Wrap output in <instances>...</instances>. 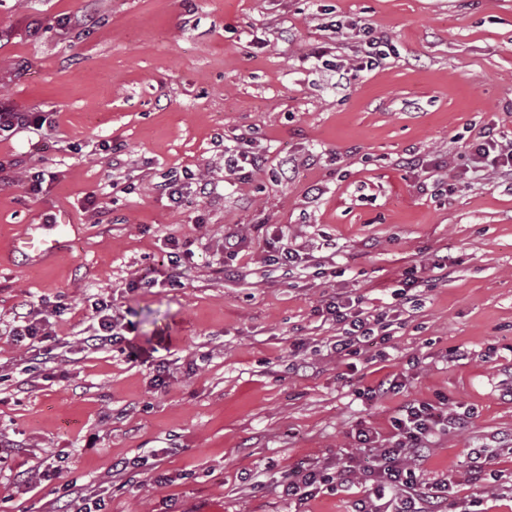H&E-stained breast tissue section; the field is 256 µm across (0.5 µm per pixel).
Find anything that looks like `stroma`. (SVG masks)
<instances>
[{"mask_svg": "<svg viewBox=\"0 0 512 512\" xmlns=\"http://www.w3.org/2000/svg\"><path fill=\"white\" fill-rule=\"evenodd\" d=\"M348 18L392 53L344 92L331 66L356 65L359 43L328 25ZM0 104L49 120L0 137V323L63 307L53 368L23 371L27 343L0 338V512H77L84 495L101 512H351L361 485L298 507L274 482L302 460L335 468L357 428L387 441L400 406L441 397L474 414L435 437L422 477L512 512V181L466 169L481 127L512 131V0H0ZM245 132L268 164L240 182L224 145ZM436 165L443 191H420ZM36 166L55 178L33 196ZM187 172L211 194L155 191ZM50 215L76 226L58 251L13 253ZM280 226L298 269L271 260ZM200 236L171 263L170 241ZM411 275L430 288L356 369L322 355L325 300L386 311ZM101 298L121 339L90 349ZM388 374L400 389L367 398ZM482 444L498 481L468 467Z\"/></svg>", "mask_w": 512, "mask_h": 512, "instance_id": "obj_1", "label": "stroma"}]
</instances>
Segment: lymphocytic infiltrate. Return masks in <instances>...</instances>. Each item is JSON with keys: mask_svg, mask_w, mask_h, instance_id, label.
<instances>
[{"mask_svg": "<svg viewBox=\"0 0 512 512\" xmlns=\"http://www.w3.org/2000/svg\"><path fill=\"white\" fill-rule=\"evenodd\" d=\"M238 141L239 148L224 151V170L246 181L262 170L268 159L250 150V134H239ZM468 148L475 171L505 180L512 178V136L484 127ZM59 311L55 305L41 311L16 313L8 334L17 342H43L50 334L52 315ZM323 311L327 319L341 328L340 336L326 347L328 354L339 357L359 355L362 338L387 331L390 326L386 313L368 311L347 296L330 299ZM469 417V411L448 409L443 402L406 403L393 420L395 440L390 445L376 444L370 430L358 431L360 451L371 460L370 468L361 471L351 462L331 474L319 462L305 460L294 472L282 476L278 492L288 500L306 501L326 491H346L353 484V474L359 471L368 488L364 497L356 501L354 512H446L444 492L451 483L450 477L426 480L418 467L427 458L438 433L464 426Z\"/></svg>", "mask_w": 512, "mask_h": 512, "instance_id": "f902f5d3", "label": "lymphocytic infiltrate"}]
</instances>
